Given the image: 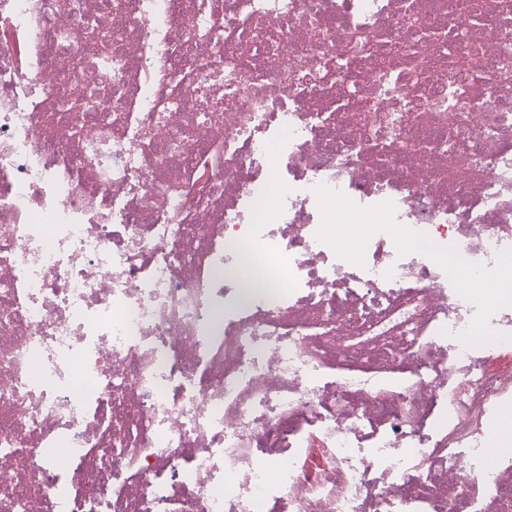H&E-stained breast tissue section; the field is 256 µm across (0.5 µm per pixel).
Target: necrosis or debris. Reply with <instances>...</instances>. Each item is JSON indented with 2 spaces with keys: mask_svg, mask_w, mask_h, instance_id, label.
Returning a JSON list of instances; mask_svg holds the SVG:
<instances>
[{
  "mask_svg": "<svg viewBox=\"0 0 512 512\" xmlns=\"http://www.w3.org/2000/svg\"><path fill=\"white\" fill-rule=\"evenodd\" d=\"M511 256L512 0H0V512H512Z\"/></svg>",
  "mask_w": 512,
  "mask_h": 512,
  "instance_id": "necrosis-or-debris-1",
  "label": "necrosis or debris"
}]
</instances>
